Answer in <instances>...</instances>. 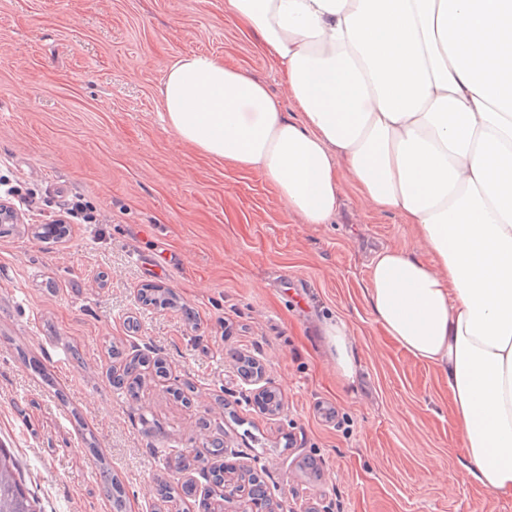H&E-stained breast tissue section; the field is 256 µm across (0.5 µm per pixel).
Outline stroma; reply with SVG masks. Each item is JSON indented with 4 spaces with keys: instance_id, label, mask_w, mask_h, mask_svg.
Listing matches in <instances>:
<instances>
[{
    "instance_id": "stroma-1",
    "label": "stroma",
    "mask_w": 512,
    "mask_h": 512,
    "mask_svg": "<svg viewBox=\"0 0 512 512\" xmlns=\"http://www.w3.org/2000/svg\"><path fill=\"white\" fill-rule=\"evenodd\" d=\"M191 52L295 114L224 0H0V176L43 203L0 224V447L39 512H113L103 463L124 512H180L159 500L160 481L209 482L170 471L168 452L216 437L225 462L262 473L274 512H512L467 473L447 380L368 304L377 252L425 256L415 226L361 203L347 174L337 216L303 223L259 174L183 142L160 89ZM77 199L100 223L46 234ZM291 280L305 283L295 298ZM147 287L174 307L145 304ZM336 318L354 341L352 383L320 332ZM137 345L171 375L147 374L132 403L108 374ZM239 355L281 392L278 414L243 396ZM100 477L104 494L112 499V508L115 512H123L125 503L119 482L112 475L110 469L105 466L100 470Z\"/></svg>"
}]
</instances>
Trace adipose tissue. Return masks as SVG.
<instances>
[{
    "label": "adipose tissue",
    "mask_w": 512,
    "mask_h": 512,
    "mask_svg": "<svg viewBox=\"0 0 512 512\" xmlns=\"http://www.w3.org/2000/svg\"><path fill=\"white\" fill-rule=\"evenodd\" d=\"M288 82L300 119L223 61L185 54L165 119L256 171L308 224L337 214L339 168L415 225L430 260L377 254L366 295L388 336L448 380L466 468L512 498V0H225ZM354 382L345 323L321 327Z\"/></svg>",
    "instance_id": "obj_1"
}]
</instances>
